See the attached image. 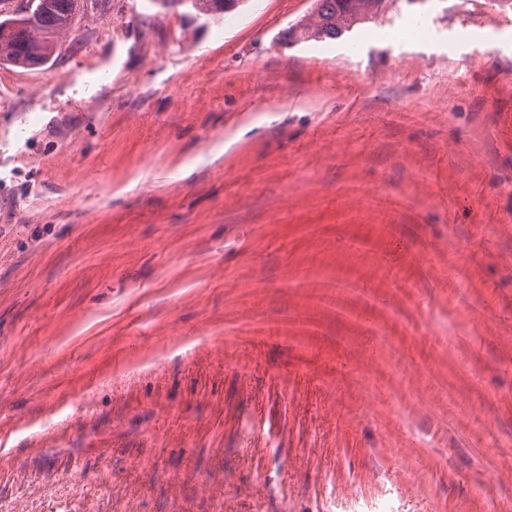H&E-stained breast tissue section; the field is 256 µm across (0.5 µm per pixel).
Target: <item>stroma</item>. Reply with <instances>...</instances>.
Masks as SVG:
<instances>
[{"mask_svg":"<svg viewBox=\"0 0 512 512\" xmlns=\"http://www.w3.org/2000/svg\"><path fill=\"white\" fill-rule=\"evenodd\" d=\"M311 3L0 64V512H512V0ZM381 3V0H313L308 18L313 22L301 20L296 29H301L307 35L304 38L336 39L350 31L360 16L377 10Z\"/></svg>","mask_w":512,"mask_h":512,"instance_id":"35a3bbf8","label":"stroma"}]
</instances>
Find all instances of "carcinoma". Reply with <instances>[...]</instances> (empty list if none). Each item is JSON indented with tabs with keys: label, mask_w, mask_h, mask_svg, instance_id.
<instances>
[{
	"label": "carcinoma",
	"mask_w": 512,
	"mask_h": 512,
	"mask_svg": "<svg viewBox=\"0 0 512 512\" xmlns=\"http://www.w3.org/2000/svg\"><path fill=\"white\" fill-rule=\"evenodd\" d=\"M237 0H153L162 8L185 6L199 16L223 13ZM87 0H38L29 13L6 14L0 9V60L21 68L47 64L61 49L62 39L71 31ZM381 0H312L308 23L296 28L307 37L335 39L349 31L354 23L378 9Z\"/></svg>",
	"instance_id": "carcinoma-1"
}]
</instances>
